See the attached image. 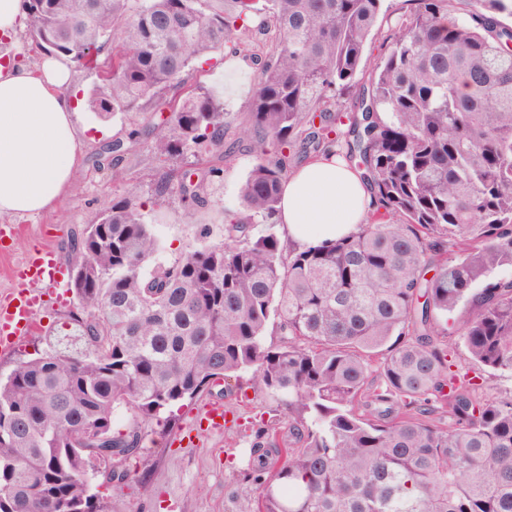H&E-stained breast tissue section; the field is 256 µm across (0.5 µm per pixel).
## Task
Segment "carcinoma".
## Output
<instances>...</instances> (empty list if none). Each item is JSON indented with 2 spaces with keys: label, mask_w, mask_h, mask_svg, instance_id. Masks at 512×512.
<instances>
[{
  "label": "carcinoma",
  "mask_w": 512,
  "mask_h": 512,
  "mask_svg": "<svg viewBox=\"0 0 512 512\" xmlns=\"http://www.w3.org/2000/svg\"><path fill=\"white\" fill-rule=\"evenodd\" d=\"M409 2L344 114L381 0H29L32 41L98 72L92 111L169 113L97 162L149 139L166 168L155 203L176 192L189 215L218 167L174 166L227 162L237 142L220 98L182 74L257 34L271 50L250 56L255 164L223 243L202 226L199 246L145 272L158 241L131 190L68 241L85 266L69 283L82 348L0 379V512H107L88 478L123 482L146 427H174L165 411L241 388L246 370L288 422L250 448L257 512H512V398H483L448 340V313L469 305V356L512 374V279L494 277L512 268V28L498 19L512 0H472L461 22L451 0ZM333 145L365 168L367 223L309 246L252 234L276 217L290 164Z\"/></svg>",
  "instance_id": "carcinoma-1"
}]
</instances>
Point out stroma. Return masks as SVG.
<instances>
[{
	"instance_id": "35a3bbf8",
	"label": "stroma",
	"mask_w": 512,
	"mask_h": 512,
	"mask_svg": "<svg viewBox=\"0 0 512 512\" xmlns=\"http://www.w3.org/2000/svg\"><path fill=\"white\" fill-rule=\"evenodd\" d=\"M68 93L80 106L74 122L83 135L79 175L71 193L57 209L35 215H16L12 221L20 230L9 253L0 254V297L16 289L14 268L38 247H50L62 267H69L66 244L76 229L100 220L102 211L114 198L133 191L142 204V213L159 241L152 266L168 265L197 246V227L210 228L209 241L224 240L226 213L242 209L241 186L255 163L245 131L246 109L252 91L254 66L249 58L230 51L216 53L208 63H196L183 78L190 84L215 88L220 92L227 114L228 135L239 148L230 162L203 193L204 202L193 216H186L179 195H170L159 206L153 205L151 185L146 179L156 160L150 142H139L125 155L121 181H113L112 171L97 167L94 160L102 147L113 140L127 138L147 122H161V114L117 113L100 117L87 101L98 83L95 70L72 63ZM78 302L73 293L63 299L47 294L36 321L42 330L20 341L10 352L0 353V376H8L18 360L43 354L50 345L72 339L70 315ZM460 372L479 376L481 394L487 399L512 395V375L474 366L463 344L453 350ZM223 401L228 410L224 430L210 432L203 418L206 403ZM177 426L170 431L149 427L140 453L128 463L130 476L119 486L95 480L93 490L107 503L109 512H254L256 484L248 475V450L258 441L263 427L282 417L276 399L266 391L247 389L245 396L228 397L220 385L212 386L201 399L178 411Z\"/></svg>"
}]
</instances>
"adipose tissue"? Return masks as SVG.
Listing matches in <instances>:
<instances>
[{"instance_id":"adipose-tissue-1","label":"adipose tissue","mask_w":512,"mask_h":512,"mask_svg":"<svg viewBox=\"0 0 512 512\" xmlns=\"http://www.w3.org/2000/svg\"><path fill=\"white\" fill-rule=\"evenodd\" d=\"M66 58L49 56L38 69L0 65V216L56 208L74 187L82 140L64 93ZM376 206L362 170L342 158H317L286 178L278 219L303 243L354 232Z\"/></svg>"}]
</instances>
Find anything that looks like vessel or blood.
Wrapping results in <instances>:
<instances>
[{
    "label": "vessel or blood",
    "mask_w": 512,
    "mask_h": 512,
    "mask_svg": "<svg viewBox=\"0 0 512 512\" xmlns=\"http://www.w3.org/2000/svg\"><path fill=\"white\" fill-rule=\"evenodd\" d=\"M17 291L0 300V350L9 351L37 328L35 312L42 289L59 287L58 263L54 252L37 250L15 271Z\"/></svg>",
    "instance_id": "1"
}]
</instances>
